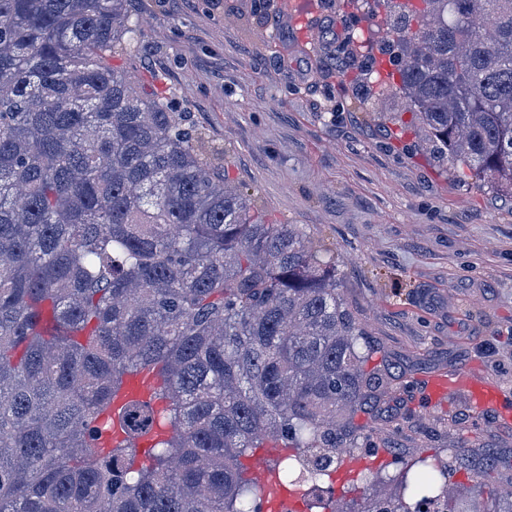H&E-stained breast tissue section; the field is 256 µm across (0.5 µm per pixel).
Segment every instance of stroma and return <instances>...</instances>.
Here are the masks:
<instances>
[{
	"mask_svg": "<svg viewBox=\"0 0 512 512\" xmlns=\"http://www.w3.org/2000/svg\"><path fill=\"white\" fill-rule=\"evenodd\" d=\"M346 0H131L138 38L112 59L189 113L217 171L273 223L336 262L384 390L353 419L356 454L395 448L471 467L512 457V424L457 396L423 410V380L477 362L512 393V198L416 146L412 113L368 104L359 50L342 49Z\"/></svg>",
	"mask_w": 512,
	"mask_h": 512,
	"instance_id": "obj_1",
	"label": "stroma"
}]
</instances>
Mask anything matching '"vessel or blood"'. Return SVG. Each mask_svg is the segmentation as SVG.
Instances as JSON below:
<instances>
[{
  "label": "vessel or blood",
  "mask_w": 512,
  "mask_h": 512,
  "mask_svg": "<svg viewBox=\"0 0 512 512\" xmlns=\"http://www.w3.org/2000/svg\"><path fill=\"white\" fill-rule=\"evenodd\" d=\"M156 384L157 378L151 372L130 376L112 401L113 411H120L132 400L150 399ZM460 393L470 398L477 412L489 411L502 417L503 421L512 420V396L504 392L488 373L473 365L431 376L426 386V404L431 407ZM276 454V449H262L253 468L255 476L266 489L264 512H288L291 504V492L281 483L277 470L269 463Z\"/></svg>",
  "instance_id": "vessel-or-blood-1"
}]
</instances>
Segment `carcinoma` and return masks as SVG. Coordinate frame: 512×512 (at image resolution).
Masks as SVG:
<instances>
[{"mask_svg":"<svg viewBox=\"0 0 512 512\" xmlns=\"http://www.w3.org/2000/svg\"><path fill=\"white\" fill-rule=\"evenodd\" d=\"M130 0H0V512H261L243 459L270 444L299 490L356 446L376 388L336 265L210 169L170 100L109 58ZM420 142L512 198V0H362ZM158 370L160 402L126 377ZM172 434L136 461V441ZM424 464L355 512H512V462ZM157 384L154 373L141 372L130 376L120 392L112 400V439H120L121 431L118 414L121 408L131 400H149Z\"/></svg>","mask_w":512,"mask_h":512,"instance_id":"1","label":"carcinoma"}]
</instances>
